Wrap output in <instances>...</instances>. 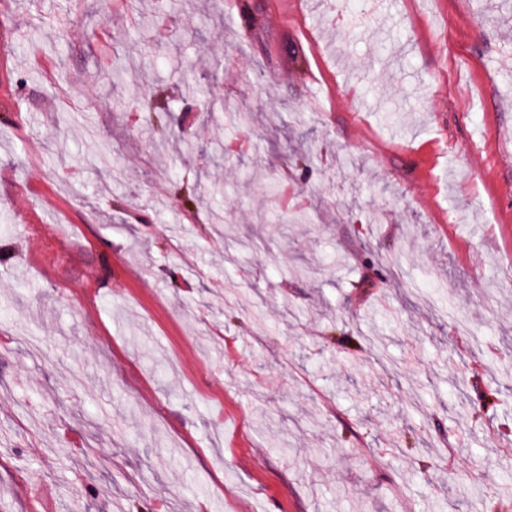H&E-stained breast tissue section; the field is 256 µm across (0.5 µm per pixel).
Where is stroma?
<instances>
[{
    "label": "stroma",
    "instance_id": "1",
    "mask_svg": "<svg viewBox=\"0 0 512 512\" xmlns=\"http://www.w3.org/2000/svg\"><path fill=\"white\" fill-rule=\"evenodd\" d=\"M349 2L0 0V512L512 498V0Z\"/></svg>",
    "mask_w": 512,
    "mask_h": 512
}]
</instances>
